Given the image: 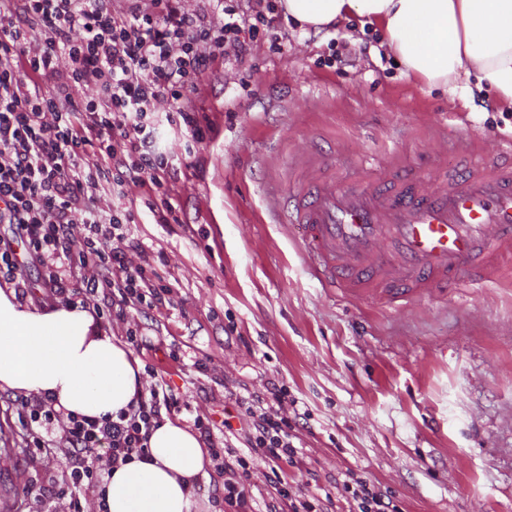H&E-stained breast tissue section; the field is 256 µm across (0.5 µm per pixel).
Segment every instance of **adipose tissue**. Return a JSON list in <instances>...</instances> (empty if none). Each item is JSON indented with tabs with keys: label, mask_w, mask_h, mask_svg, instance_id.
Returning <instances> with one entry per match:
<instances>
[{
	"label": "adipose tissue",
	"mask_w": 512,
	"mask_h": 512,
	"mask_svg": "<svg viewBox=\"0 0 512 512\" xmlns=\"http://www.w3.org/2000/svg\"><path fill=\"white\" fill-rule=\"evenodd\" d=\"M300 28L323 30L356 18L378 25L385 46L430 86L486 81L512 104V0H282ZM129 349L78 306L39 311L0 288V390L52 399L93 419L115 416L142 388ZM150 459L112 470L107 512H203L195 491L207 451L187 425L154 429Z\"/></svg>",
	"instance_id": "adipose-tissue-1"
}]
</instances>
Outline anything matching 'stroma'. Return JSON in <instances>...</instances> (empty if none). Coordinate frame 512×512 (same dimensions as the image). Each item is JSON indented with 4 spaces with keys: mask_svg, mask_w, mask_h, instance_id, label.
<instances>
[{
    "mask_svg": "<svg viewBox=\"0 0 512 512\" xmlns=\"http://www.w3.org/2000/svg\"><path fill=\"white\" fill-rule=\"evenodd\" d=\"M277 34L282 52L254 44L245 66L225 64L192 90L212 128L195 155L178 130L163 132L193 175L168 184L179 223L143 207L130 227L170 299L135 313L147 343L135 356L182 388L186 423L221 418L226 390L283 382L310 413L294 430V475L310 492L351 470L390 490L399 512H512V281L425 293L402 312L349 300L322 287L273 219L296 199L303 151L341 187L375 181L383 164L429 173L512 140V105L474 80L455 92L424 84L374 24ZM174 347L208 373L174 363ZM14 400L0 390V439L18 446L0 456V495L28 512L60 466L27 448Z\"/></svg>",
    "mask_w": 512,
    "mask_h": 512,
    "instance_id": "obj_1",
    "label": "stroma"
}]
</instances>
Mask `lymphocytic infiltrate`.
<instances>
[{
	"instance_id": "1",
	"label": "lymphocytic infiltrate",
	"mask_w": 512,
	"mask_h": 512,
	"mask_svg": "<svg viewBox=\"0 0 512 512\" xmlns=\"http://www.w3.org/2000/svg\"><path fill=\"white\" fill-rule=\"evenodd\" d=\"M282 16L276 0H0V223L25 244L17 252L0 239V277L27 290L25 269L37 264L46 299L97 305L112 299L114 322L131 328L136 311L163 307L168 293L149 258L127 257L136 218L124 187H144L158 223L177 221L168 181L177 166L158 145L156 117L179 126L186 155L210 135L188 100L198 81L223 60L244 65L257 40L280 51L271 32ZM108 195L116 204L100 208ZM239 426L194 417L193 425L224 473L226 512H252V469L266 466L271 499L265 512H329L333 495L306 494L288 476L303 456L286 415L298 405L285 386L231 392ZM17 415L36 450H60L61 479L51 495L69 512H88L104 474L149 458L148 440L164 415L185 409L165 375L115 419L98 421L55 409L52 400L18 397ZM243 439V449L232 439ZM336 494L354 512H398L390 495L368 478L344 473Z\"/></svg>"
}]
</instances>
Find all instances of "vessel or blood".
<instances>
[{"instance_id":"vessel-or-blood-1","label":"vessel or blood","mask_w":512,"mask_h":512,"mask_svg":"<svg viewBox=\"0 0 512 512\" xmlns=\"http://www.w3.org/2000/svg\"><path fill=\"white\" fill-rule=\"evenodd\" d=\"M302 166L288 213L322 284L395 306L446 288H484L512 256V150L428 176L385 170L380 187H338Z\"/></svg>"}]
</instances>
